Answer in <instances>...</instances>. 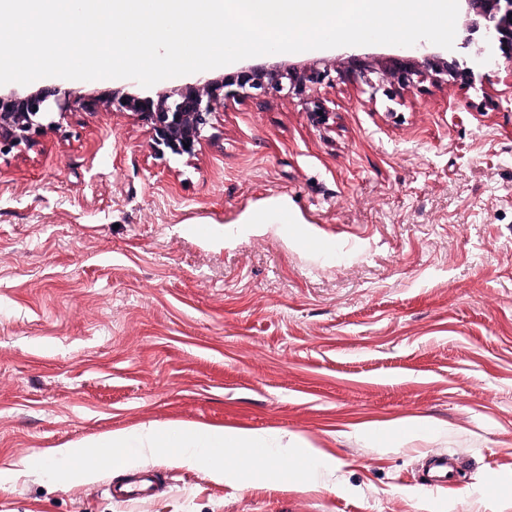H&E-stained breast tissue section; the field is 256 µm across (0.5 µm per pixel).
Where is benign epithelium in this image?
<instances>
[{"mask_svg": "<svg viewBox=\"0 0 512 512\" xmlns=\"http://www.w3.org/2000/svg\"><path fill=\"white\" fill-rule=\"evenodd\" d=\"M468 31L481 33L475 55L484 68L512 62V0H461ZM341 65L314 60L303 66L276 64L247 66L230 77L203 78L178 92L156 95H82L58 85H43L30 93L0 92V155L35 143L45 129L57 127L75 108L96 110L106 103L132 111L148 126L152 148L160 157L193 156L213 125L216 111L230 99L266 97L302 98L309 120L323 127L330 112L314 92L336 80L362 79L372 95L382 93L392 101L398 92L420 84L452 82L472 86L473 69L454 51L441 53L426 42L411 52L387 55L347 51Z\"/></svg>", "mask_w": 512, "mask_h": 512, "instance_id": "benign-epithelium-1", "label": "benign epithelium"}]
</instances>
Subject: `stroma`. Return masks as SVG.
I'll list each match as a JSON object with an SVG mask.
<instances>
[{
	"label": "stroma",
	"instance_id": "1",
	"mask_svg": "<svg viewBox=\"0 0 512 512\" xmlns=\"http://www.w3.org/2000/svg\"><path fill=\"white\" fill-rule=\"evenodd\" d=\"M225 102L196 155L74 110L0 157V512H512V65L395 101ZM287 212V223L277 216ZM419 416L381 447L348 425ZM296 433L318 488L165 459L140 505L26 460L142 424ZM459 458L453 489L425 456ZM484 488V501L471 495ZM438 425L423 417H413L401 420L394 427L385 428L373 425L353 426L351 432L347 435L356 437L365 441H379L385 436L399 443H409L414 441H428L438 431Z\"/></svg>",
	"mask_w": 512,
	"mask_h": 512
}]
</instances>
